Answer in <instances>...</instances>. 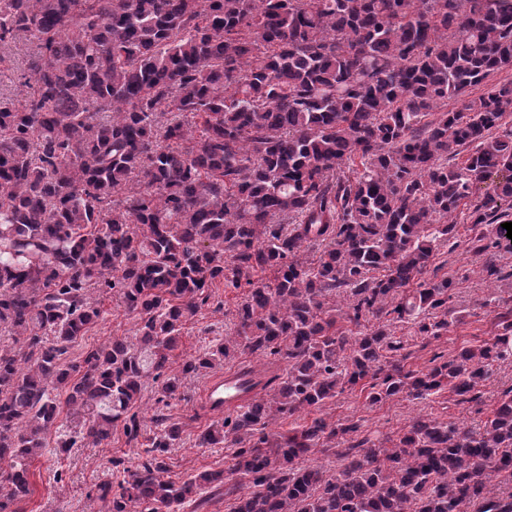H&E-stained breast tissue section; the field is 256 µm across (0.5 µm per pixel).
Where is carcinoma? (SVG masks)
<instances>
[{
	"label": "carcinoma",
	"mask_w": 512,
	"mask_h": 512,
	"mask_svg": "<svg viewBox=\"0 0 512 512\" xmlns=\"http://www.w3.org/2000/svg\"><path fill=\"white\" fill-rule=\"evenodd\" d=\"M21 39L36 50L24 100L0 98V512H20L63 412L62 452L119 424L143 448L112 459L103 512L199 509L220 484L229 512H512V387L479 431L428 415L384 442L324 418L269 430L358 385L371 405L448 386L472 402L512 359L510 305L492 339L425 372L394 333L462 321L429 269L460 207L501 277L512 82L470 92L512 68V0H0V50ZM217 281L248 289L235 334L170 369ZM101 291L136 342L69 362ZM243 350L285 373L199 435L231 449L229 471L178 485L181 423L147 429L143 391L166 407ZM332 448L340 470L298 465Z\"/></svg>",
	"instance_id": "obj_1"
}]
</instances>
